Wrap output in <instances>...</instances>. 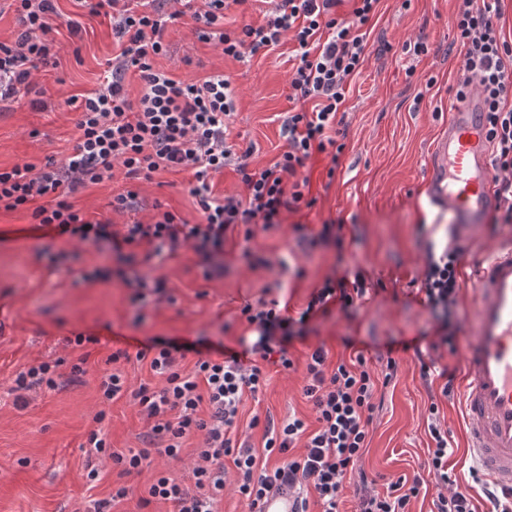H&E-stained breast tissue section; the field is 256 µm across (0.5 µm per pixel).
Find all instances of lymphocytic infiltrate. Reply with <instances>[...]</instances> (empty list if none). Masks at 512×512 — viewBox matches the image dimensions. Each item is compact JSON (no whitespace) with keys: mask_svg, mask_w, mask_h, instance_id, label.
Instances as JSON below:
<instances>
[{"mask_svg":"<svg viewBox=\"0 0 512 512\" xmlns=\"http://www.w3.org/2000/svg\"><path fill=\"white\" fill-rule=\"evenodd\" d=\"M19 30L0 41V103L29 89L34 73L60 53L52 38L56 0H14ZM91 13L109 17L121 47L99 89L84 95L77 127L78 141L62 162L47 161L0 168V209L31 206L32 218L59 236L81 243L105 244L112 251H144L146 257L175 255L190 247L207 260L205 278L222 276L224 242L237 227L280 224L282 215L299 208L310 186L302 170L314 154L336 146L337 117L346 101V84L359 70L367 47L364 28L379 0H351L348 16L337 9L344 0H270L261 24L226 29L224 19L246 0H85ZM492 0H462L453 28L464 50L463 89L477 87L483 96L491 140L496 147L494 180L500 201L512 214V45L494 21ZM191 16L198 40L241 59L273 51L286 35L299 46V63L290 77L296 99L312 102L311 111L289 113L282 124L287 149L272 165L249 168L229 142L236 112L228 77L212 74L200 80H177L156 69L153 60L169 53L168 24ZM143 87L138 100L126 89L128 74ZM235 165L246 188L245 198L211 194L208 178ZM127 178L148 181L158 170L188 171V192L198 200L203 221L189 224L171 211L159 212L153 223L138 221L113 229L111 222L93 220L74 209L72 195L111 183L116 169ZM466 252L461 243L429 250L418 291L437 323L438 346L455 350L449 326L461 292L458 268ZM362 279L326 278L298 317L270 307L245 306L242 315L256 338L248 353L205 351L198 342L154 340L140 347L137 360L148 362L158 385L128 390L120 373L107 374L100 389L105 400L130 393L148 424L147 445L125 453L112 451L102 430L90 432L97 454L111 460L120 474L141 473L154 457L179 459L184 439L200 435L193 467L194 488L159 475L148 486L149 498L168 503L170 512H220L226 487H233L247 512H256L262 497L281 486L298 495L314 494L320 512H340L346 491H353L356 512H409L408 506L426 481H433L434 512H479L474 487L479 476L462 482L448 467V430L437 403L428 407L427 429L434 443L426 473L399 478L378 490L377 479L356 477L368 445V427L376 409L380 380H392L395 359H387L384 376H376L363 354L338 359L328 366L325 346L309 353L303 394L315 411L317 427L307 430L293 417L281 427L267 426L262 450L248 440L231 437L244 393H258L265 383L263 364L293 369L288 347L296 326L305 325L331 306L348 308L363 294ZM195 354L191 371L180 363ZM210 415L201 418L200 405ZM302 453H295L296 442ZM281 463L269 465L273 454ZM232 469H225V462Z\"/></svg>","mask_w":512,"mask_h":512,"instance_id":"1","label":"lymphocytic infiltrate"}]
</instances>
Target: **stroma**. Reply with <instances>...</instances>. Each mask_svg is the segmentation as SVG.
Returning <instances> with one entry per match:
<instances>
[{
    "instance_id": "1",
    "label": "stroma",
    "mask_w": 512,
    "mask_h": 512,
    "mask_svg": "<svg viewBox=\"0 0 512 512\" xmlns=\"http://www.w3.org/2000/svg\"><path fill=\"white\" fill-rule=\"evenodd\" d=\"M59 12L82 27L73 38L60 29L62 51L54 64L40 68L36 89L49 108H30L28 95L0 105V167L61 160L71 151L79 130V112L68 100L98 87L109 61L120 52L107 18L90 14L84 0H57ZM460 0H380L367 26V53L346 87L345 114L337 125L339 158L314 155L306 163L308 196L313 204L284 215L279 226L255 225L250 241L232 235L224 244V273L205 279L204 261L193 249L177 256L151 259L136 253L124 262L117 255L99 258L98 246L47 234L28 209L0 210V512H84L92 501L110 498L119 478L111 462L99 463V477L87 478L91 459L85 448L90 430L103 426L113 451L141 447L146 423L130 393L103 404L98 384L116 369L132 389L155 378L135 354L154 338L203 340L210 347L241 351L252 331L241 318L246 304L276 300L297 314L312 289L328 277H365L366 294L348 310L332 307L311 319L290 352L294 370L266 371V383L255 395L244 394L239 407V434H250L255 448L264 444V421L302 419L317 426L311 403L303 394L309 350L325 345L330 361L345 356L346 343L362 349L366 359L392 355L393 381L379 392L369 426V444L360 463L367 475L389 479L420 472L432 441L426 417L438 402L452 450L454 475L468 479L474 460L462 436L460 396L442 397L443 374L460 377L461 354L433 348L436 325L420 301L419 278L430 244L448 233L447 213L428 198L424 184L436 139L448 122L462 77L463 52L455 44L451 21ZM191 17L169 26L171 53L157 57V68L180 80L201 79L218 71L228 76L237 96L232 139L252 148L250 167H265L285 151L281 126L297 103L289 77L296 68V43L285 39L269 53L242 60L224 56L199 41ZM422 42L425 54L407 52ZM185 172L161 170L141 182L116 173L112 183L92 187L71 198L89 217L115 225L153 222L172 211L191 224L202 221L195 197L187 190ZM139 194L132 213L113 211V195ZM339 227L341 243L308 251L306 240L324 223ZM161 276L172 302H132L134 275ZM87 335L75 344L77 334ZM129 360L109 365L117 349ZM85 358L83 374L72 366ZM57 361L56 389L23 391L15 405L19 372L43 361ZM435 375L425 381L421 364ZM102 424H95L98 412ZM259 427H251L252 418ZM198 438L185 444L180 460L155 459L151 470L122 480L127 499L112 512H168V504L139 499L154 473L191 484Z\"/></svg>"
}]
</instances>
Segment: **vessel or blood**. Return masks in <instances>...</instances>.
Returning a JSON list of instances; mask_svg holds the SVG:
<instances>
[{"mask_svg": "<svg viewBox=\"0 0 512 512\" xmlns=\"http://www.w3.org/2000/svg\"><path fill=\"white\" fill-rule=\"evenodd\" d=\"M492 145L479 94L466 92L448 116L433 152L425 190L466 236L485 225L498 198ZM472 328L463 343L464 441L493 491L512 492V242L472 263ZM260 512H301L288 490L266 495Z\"/></svg>", "mask_w": 512, "mask_h": 512, "instance_id": "obj_1", "label": "vessel or blood"}]
</instances>
